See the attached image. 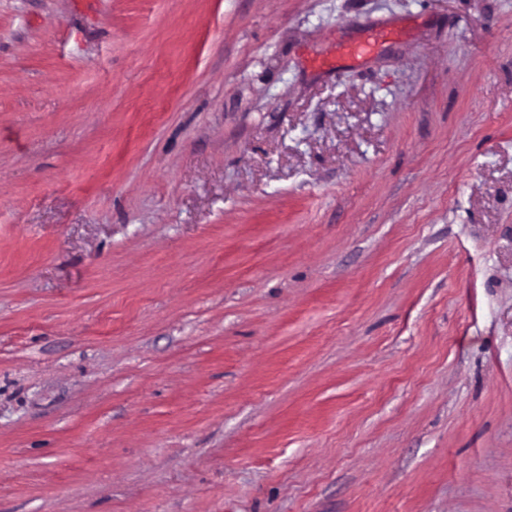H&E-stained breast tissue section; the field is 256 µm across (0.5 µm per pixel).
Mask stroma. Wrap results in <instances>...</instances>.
Listing matches in <instances>:
<instances>
[{"mask_svg":"<svg viewBox=\"0 0 512 512\" xmlns=\"http://www.w3.org/2000/svg\"><path fill=\"white\" fill-rule=\"evenodd\" d=\"M0 512H512V0H0Z\"/></svg>","mask_w":512,"mask_h":512,"instance_id":"obj_1","label":"stroma"}]
</instances>
